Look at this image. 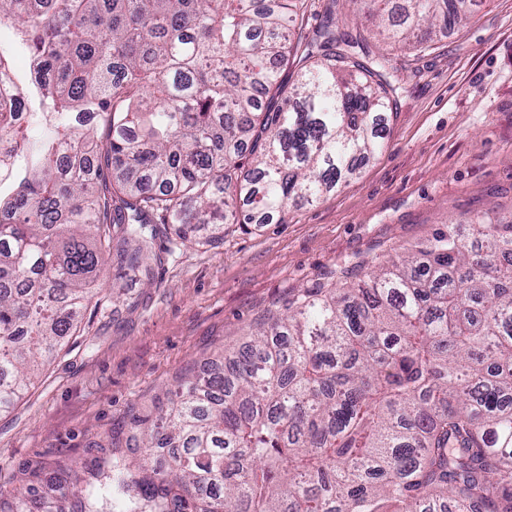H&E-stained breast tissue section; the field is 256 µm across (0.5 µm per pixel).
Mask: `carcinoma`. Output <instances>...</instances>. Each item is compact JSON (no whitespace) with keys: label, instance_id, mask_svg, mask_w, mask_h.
<instances>
[{"label":"carcinoma","instance_id":"cac0c4a2","mask_svg":"<svg viewBox=\"0 0 512 512\" xmlns=\"http://www.w3.org/2000/svg\"><path fill=\"white\" fill-rule=\"evenodd\" d=\"M305 0H0L30 48L48 134L0 91V412L81 323L107 264L145 274L154 242L282 221L383 147L385 62L326 56L285 85ZM306 43L363 47L346 16ZM400 48L475 0H348ZM108 130L99 146L87 117ZM244 198L250 208L238 210ZM227 369L189 371L132 419L56 512H512V223L448 224L355 280L316 283L258 320ZM28 473L12 512H30Z\"/></svg>","mask_w":512,"mask_h":512}]
</instances>
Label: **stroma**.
<instances>
[{
  "label": "stroma",
  "mask_w": 512,
  "mask_h": 512,
  "mask_svg": "<svg viewBox=\"0 0 512 512\" xmlns=\"http://www.w3.org/2000/svg\"><path fill=\"white\" fill-rule=\"evenodd\" d=\"M396 88L382 152L283 224H231L221 240L163 253L151 277L97 289L79 332L0 414V512L25 471L85 474L132 417L155 418L166 387L222 360L298 289L426 241L443 224L512 216V0L417 50L369 42Z\"/></svg>",
  "instance_id": "35a3bbf8"
}]
</instances>
